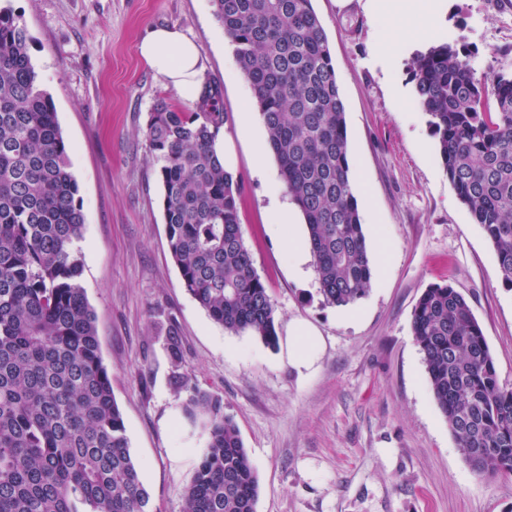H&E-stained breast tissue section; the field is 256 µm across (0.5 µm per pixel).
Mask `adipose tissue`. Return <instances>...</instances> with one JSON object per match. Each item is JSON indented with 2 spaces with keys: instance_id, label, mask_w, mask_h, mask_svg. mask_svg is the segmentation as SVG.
<instances>
[{
  "instance_id": "1",
  "label": "adipose tissue",
  "mask_w": 512,
  "mask_h": 512,
  "mask_svg": "<svg viewBox=\"0 0 512 512\" xmlns=\"http://www.w3.org/2000/svg\"><path fill=\"white\" fill-rule=\"evenodd\" d=\"M143 62L186 105H193L201 91L200 48L181 30L160 26L151 30L138 47Z\"/></svg>"
}]
</instances>
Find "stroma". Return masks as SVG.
Masks as SVG:
<instances>
[{"instance_id":"1","label":"stroma","mask_w":512,"mask_h":512,"mask_svg":"<svg viewBox=\"0 0 512 512\" xmlns=\"http://www.w3.org/2000/svg\"><path fill=\"white\" fill-rule=\"evenodd\" d=\"M8 3L26 22L68 147L84 215L82 284L153 512H182L181 491L206 446L182 412L196 390L222 397L239 427L260 480L256 512H512V473L482 477L465 461L412 336L421 294L450 283L482 328L501 387L512 389V287L448 181L409 79L413 60L436 42L474 50L481 76L506 64L512 0H442L433 38L371 0H312L346 107L351 181L373 265L368 292L342 307L324 303L315 272L300 280L288 270L270 223L288 195L275 158L265 173L254 168L266 130L210 0ZM158 26L193 38L203 81L224 88L241 230L275 304L276 346L224 330L170 256L146 128L159 99L178 97L137 53ZM296 321L321 338L307 369L284 353Z\"/></svg>"}]
</instances>
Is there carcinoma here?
I'll return each mask as SVG.
<instances>
[{
  "mask_svg": "<svg viewBox=\"0 0 512 512\" xmlns=\"http://www.w3.org/2000/svg\"><path fill=\"white\" fill-rule=\"evenodd\" d=\"M278 163L307 224L325 303L362 298L372 263L349 175L346 107L312 0H212ZM22 16L0 6V512H151L81 284L84 223L68 149L28 52ZM472 51L431 46L410 67L448 180L481 226L512 287V63L484 76ZM223 88L202 87L190 112L165 99L146 136L160 162L167 242L187 291L232 333L278 338L269 288L240 228L241 185L211 151L226 122ZM435 400L480 476L512 472V390L500 386L462 294L435 284L412 325ZM207 447L182 512H256L259 477L215 394Z\"/></svg>",
  "mask_w": 512,
  "mask_h": 512,
  "instance_id": "cac0c4a2",
  "label": "carcinoma"
}]
</instances>
